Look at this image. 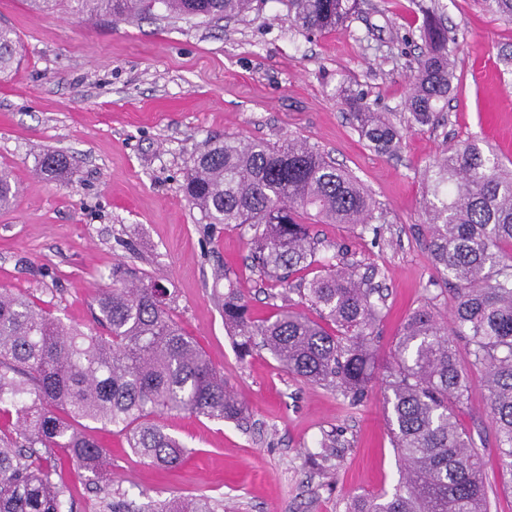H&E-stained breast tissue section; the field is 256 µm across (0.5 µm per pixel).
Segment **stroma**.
<instances>
[{
	"label": "stroma",
	"instance_id": "35a3bbf8",
	"mask_svg": "<svg viewBox=\"0 0 512 512\" xmlns=\"http://www.w3.org/2000/svg\"><path fill=\"white\" fill-rule=\"evenodd\" d=\"M425 6L455 40L457 79L443 121L381 153L353 129L337 89L353 84L402 122ZM286 15L283 0H264L256 18L158 15L114 25L0 0V24L22 45L19 62L0 75V167L23 187L0 211V289L47 301L65 323L82 326L115 264L152 274L174 293L173 319L246 407L238 423L162 414L166 432L187 446L174 470L143 460L111 429L94 428L113 487L139 503L204 493L222 512H346L353 497L392 494L400 481L383 380L352 409L336 391L288 374L264 348L239 355L224 326V278L236 279L258 319L302 302L293 291L271 298L270 282L249 266L247 229L209 225L186 200L191 161L207 142L301 137L371 191L385 216L381 238L345 224L311 230L321 255L340 251L379 269L386 315L377 353L385 362L411 312L425 306L443 318L454 305L427 250L428 166L446 145L471 138L512 160V19L482 0H361L346 27L308 37ZM41 149L65 156L62 176L34 175ZM457 421L482 450L490 512H512L481 387L471 389ZM332 430L340 435L336 456L315 458L316 441ZM51 463L75 512H94L98 496L84 471L60 456Z\"/></svg>",
	"mask_w": 512,
	"mask_h": 512
}]
</instances>
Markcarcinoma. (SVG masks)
<instances>
[{"label": "carcinoma", "instance_id": "1", "mask_svg": "<svg viewBox=\"0 0 512 512\" xmlns=\"http://www.w3.org/2000/svg\"><path fill=\"white\" fill-rule=\"evenodd\" d=\"M257 0H27L36 14L71 13L134 23L156 8L174 19H240ZM287 19L305 34L345 25L359 0H286ZM424 51L405 100L406 124L375 111L350 85L338 94L359 136L395 151L414 127L435 126L455 79L448 31L427 17ZM19 40L0 26V73L18 61ZM38 172L58 176L64 158L42 151ZM424 212L432 265L455 286L448 321L427 308L405 321L393 362L381 366L376 326L385 295L357 265L317 257L312 224H350L378 233L383 211L349 170L306 139L270 144L226 136L192 159L185 198L210 224L247 226L252 267L288 287L291 274L320 266L298 292L317 318L291 307L255 320L233 281L224 291V325L241 356L259 344L296 378L360 405L379 370L386 372L390 434L404 472L391 495L356 501L349 512H489L479 449L459 431L457 411L474 385L488 394L502 469L512 489V168L477 140L445 148L426 171ZM21 192L0 168V209ZM172 293L159 279L118 265L112 287L95 298L92 323L65 324L48 302L0 291V512H73L47 464L55 450L109 481L106 448L78 430L86 421L112 427L134 452L157 465L181 464L184 445L154 418L183 412L218 421L244 419V405L171 318ZM466 357L457 356V342ZM103 512H218L202 493L137 503L118 490Z\"/></svg>", "mask_w": 512, "mask_h": 512}]
</instances>
